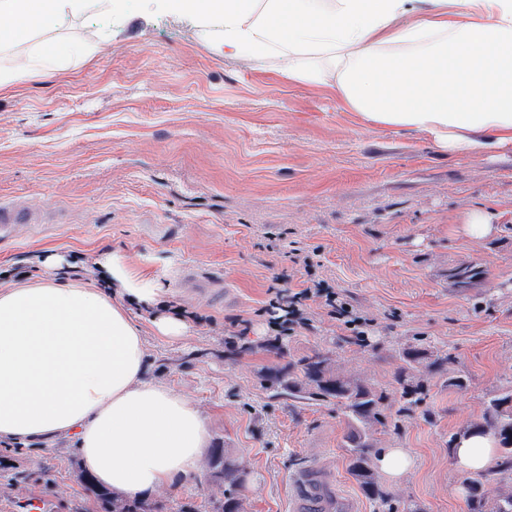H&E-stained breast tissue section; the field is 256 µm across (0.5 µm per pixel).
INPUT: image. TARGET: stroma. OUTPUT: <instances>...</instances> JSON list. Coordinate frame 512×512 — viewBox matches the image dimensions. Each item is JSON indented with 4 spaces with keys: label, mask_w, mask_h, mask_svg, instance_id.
<instances>
[{
    "label": "stroma",
    "mask_w": 512,
    "mask_h": 512,
    "mask_svg": "<svg viewBox=\"0 0 512 512\" xmlns=\"http://www.w3.org/2000/svg\"><path fill=\"white\" fill-rule=\"evenodd\" d=\"M51 38L94 44L54 77L0 89V201L36 209L40 227L0 241V288L47 276L54 251L97 278L109 248L139 279L162 288L152 308L130 305L152 380L175 389L211 433L201 477L159 493L165 512L194 503L213 512L221 495L210 456L228 453L251 472L242 512H288L290 477L329 463L337 487L374 512L347 471L344 419L335 405L269 398L264 378L314 351L339 371L391 389L398 351L420 338L455 356L465 391L429 379V396L377 447L405 448L414 467L385 486L419 512H466L464 473L448 439L477 421L490 394L512 386V146L445 154L412 128L369 122L335 81L289 80L278 59L226 56L193 19L163 0H120L62 19ZM488 213L493 232L463 230ZM316 256L313 271L290 253ZM484 267L460 291L451 268ZM195 266L216 290L180 286ZM344 295L374 331L355 341L319 305L308 328L268 344L269 287L308 276ZM187 310L184 331L159 317ZM0 478V512H96L76 448L13 452Z\"/></svg>",
    "instance_id": "stroma-1"
}]
</instances>
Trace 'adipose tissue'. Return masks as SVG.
<instances>
[{
  "label": "adipose tissue",
  "mask_w": 512,
  "mask_h": 512,
  "mask_svg": "<svg viewBox=\"0 0 512 512\" xmlns=\"http://www.w3.org/2000/svg\"><path fill=\"white\" fill-rule=\"evenodd\" d=\"M86 0H0V88L45 80L87 44L42 35ZM176 0L224 52L261 63L279 57L289 79L335 77L344 102L368 119L428 133L453 154L512 146V0ZM48 278L0 289V447L78 448L93 482L147 499L197 474L209 428L188 400L147 375L142 333L128 306L159 304L112 251L101 279L82 278L57 253ZM494 439L469 434L459 469H485Z\"/></svg>",
  "instance_id": "obj_1"
}]
</instances>
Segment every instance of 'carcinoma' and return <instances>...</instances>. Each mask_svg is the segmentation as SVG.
Wrapping results in <instances>:
<instances>
[{
  "label": "carcinoma",
  "mask_w": 512,
  "mask_h": 512,
  "mask_svg": "<svg viewBox=\"0 0 512 512\" xmlns=\"http://www.w3.org/2000/svg\"><path fill=\"white\" fill-rule=\"evenodd\" d=\"M485 270L477 265H463L448 271V280L461 291L476 284ZM401 365L395 380L399 385V408L392 410L389 393L359 378L337 372L332 359L320 352L305 355L288 365V370L269 379L273 395H288L315 404L333 403L346 421L344 448L347 468L357 481L364 496L374 505L375 512H398L391 493L379 481L376 460L380 449L373 443L376 428L397 431L402 417L422 405L429 394L428 378L434 373L448 376L447 385L456 390L468 387V378L453 368L455 358L416 342L398 353ZM472 429H479L497 440L498 463L483 472L467 477L463 490L467 512H512V488L489 500L485 486L500 475L512 476V387L490 395L484 402L479 420L463 427L448 441V456H453L454 444ZM214 478L224 482V501L214 512H240V494L250 471L242 461L228 454L213 458ZM96 499L98 512H163L160 501L120 499L107 488L94 487L86 479Z\"/></svg>",
  "instance_id": "carcinoma-1"
}]
</instances>
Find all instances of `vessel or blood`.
I'll list each match as a JSON object with an SVG mask.
<instances>
[{
	"instance_id": "obj_1",
	"label": "vessel or blood",
	"mask_w": 512,
	"mask_h": 512,
	"mask_svg": "<svg viewBox=\"0 0 512 512\" xmlns=\"http://www.w3.org/2000/svg\"><path fill=\"white\" fill-rule=\"evenodd\" d=\"M31 215L10 204H0V238H11L19 224L31 223ZM289 512H360L358 502L340 493L332 472L315 462L299 470L291 480Z\"/></svg>"
}]
</instances>
